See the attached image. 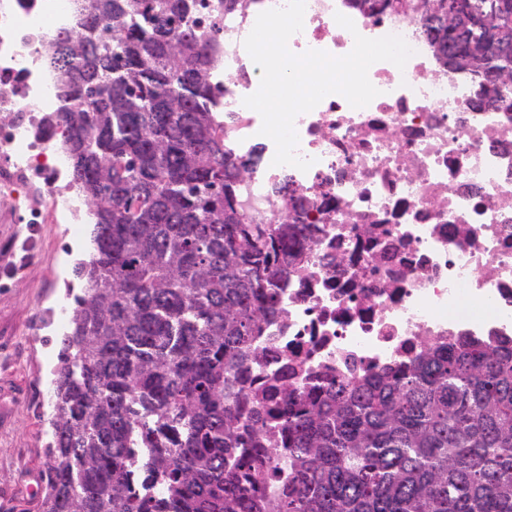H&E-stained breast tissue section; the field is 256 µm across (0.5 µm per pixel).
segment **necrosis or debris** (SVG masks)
<instances>
[{"label": "necrosis or debris", "instance_id": "4bbe7bcc", "mask_svg": "<svg viewBox=\"0 0 512 512\" xmlns=\"http://www.w3.org/2000/svg\"><path fill=\"white\" fill-rule=\"evenodd\" d=\"M286 4L251 0L223 15L211 74L224 89L225 138L238 155L258 156L236 190L245 223H281L276 192L287 181L317 241L280 288V315L254 338L263 359L247 365L250 391L351 384L410 363L426 340L512 339V107L486 105L473 72L446 65L417 13L306 0L291 52L341 57L359 34L400 36L413 54L402 68L370 67L379 94L368 106L331 94L297 116L308 170L273 165L262 118L243 103L261 81L244 41L259 13ZM76 16V0H0V199L24 221H83L66 155L36 135L60 107L45 45Z\"/></svg>", "mask_w": 512, "mask_h": 512}]
</instances>
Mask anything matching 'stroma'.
<instances>
[{
	"instance_id": "obj_1",
	"label": "stroma",
	"mask_w": 512,
	"mask_h": 512,
	"mask_svg": "<svg viewBox=\"0 0 512 512\" xmlns=\"http://www.w3.org/2000/svg\"><path fill=\"white\" fill-rule=\"evenodd\" d=\"M90 224L0 223V266L16 247L27 246L25 269L0 270V497L9 512H40L41 499L28 494L31 476L41 475L50 437L49 396L57 364V338L72 305L66 284L74 259L90 249Z\"/></svg>"
}]
</instances>
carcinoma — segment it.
I'll return each mask as SVG.
<instances>
[{"mask_svg":"<svg viewBox=\"0 0 512 512\" xmlns=\"http://www.w3.org/2000/svg\"><path fill=\"white\" fill-rule=\"evenodd\" d=\"M206 0H81L52 42L70 183L91 251L51 381L42 512H512V343H424L407 367L300 394L246 392L245 365L308 225L246 224L254 166L224 147L198 31ZM419 11L448 66L495 100L512 77V0H384ZM283 420L288 485L270 495L262 416ZM162 483L164 494L147 490Z\"/></svg>","mask_w":512,"mask_h":512,"instance_id":"1","label":"carcinoma"}]
</instances>
